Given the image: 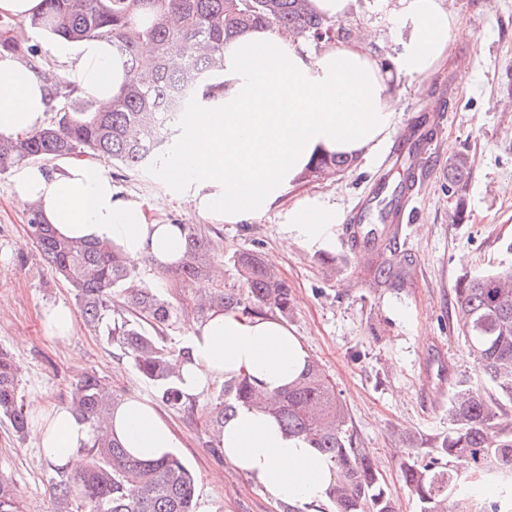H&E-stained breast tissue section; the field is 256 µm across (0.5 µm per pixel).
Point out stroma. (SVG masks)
Wrapping results in <instances>:
<instances>
[{
  "instance_id": "obj_1",
  "label": "stroma",
  "mask_w": 512,
  "mask_h": 512,
  "mask_svg": "<svg viewBox=\"0 0 512 512\" xmlns=\"http://www.w3.org/2000/svg\"><path fill=\"white\" fill-rule=\"evenodd\" d=\"M443 2L469 19L468 29L450 40L452 57L471 64L469 82H462L449 65L427 80L393 75L395 126L379 151L332 175L302 180L264 215L238 224L195 216L187 199L177 197L160 172L107 167L114 184L142 200L154 217L168 224L194 223L205 231L217 248L216 266L223 271L216 287H241L231 261L240 251H260L277 268L292 294L287 323L330 376L348 408L355 444L377 467L398 512H418L401 476L403 447L411 442L432 450L450 428L447 398L454 384L462 378L476 386L483 383L456 325L455 287L466 273L512 263V196L501 191L512 184V0ZM396 6L397 0H354L339 21L352 35L371 30V52L386 67L392 66L397 48L390 22ZM440 104L446 117L436 153L411 202L409 225L394 246L411 257L402 286L381 288L374 281L375 269L389 258L390 249L352 251L337 227L318 244L301 241L282 249L285 214L292 204L320 194L351 213L385 174L386 163L395 162L392 149L407 122ZM460 151L469 154L472 165L461 212L448 191L447 174L449 156ZM11 179V174H0V349L12 353L19 365L22 401L36 396L66 403L73 384L88 372L120 393L158 399L157 387L84 319H77L69 341L44 335L42 308L58 301L71 304L75 297L28 237L24 206L10 195ZM136 272L173 308L163 345H188L199 320L190 286L145 263ZM437 348L447 357L443 398L429 407L423 378ZM221 388V382H214L194 399L190 415L163 407L182 443L177 454L194 473L197 495L209 501L212 512H281L280 502L268 499L229 463L209 453L206 413ZM0 471L22 493L24 512H52L50 464L39 457L32 438H18L5 422L0 423Z\"/></svg>"
}]
</instances>
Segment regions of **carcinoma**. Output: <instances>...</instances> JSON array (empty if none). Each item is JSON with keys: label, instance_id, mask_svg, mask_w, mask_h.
I'll use <instances>...</instances> for the list:
<instances>
[{"label": "carcinoma", "instance_id": "carcinoma-1", "mask_svg": "<svg viewBox=\"0 0 512 512\" xmlns=\"http://www.w3.org/2000/svg\"><path fill=\"white\" fill-rule=\"evenodd\" d=\"M20 24L0 19V52L35 63L36 46L21 37ZM28 27L75 43L109 37L124 59L129 80L104 105L74 96L54 79L49 91L47 125L25 135L0 134V174L24 162L62 156L96 157L135 170L161 165L173 157V137L201 100L221 91L224 42L253 27L278 34L335 36L336 24L319 15L309 0H43V9ZM151 54L140 52L142 44ZM348 159L326 156L308 171L311 176L341 168ZM448 190L463 209L471 174L468 154L448 158ZM28 231L37 248L72 288L84 321L104 328L107 340L130 358L140 375L161 390L166 405L193 409L178 387L177 362L190 358L185 347L171 351L161 344L172 318L169 302L155 289L136 282L134 266L106 242L65 240L42 222L37 208L26 205ZM187 251L176 275L198 287L197 313L206 319L216 308L247 314L269 311L288 317L290 289L257 251L233 256L244 289L211 287L208 269L217 258L213 241L195 224L182 225ZM125 292L135 319L115 318L112 291ZM456 322L469 354L482 369L490 389L461 380L448 400L451 430L435 451L407 449L404 484L419 512H445L448 497H472L484 484L503 488L490 512L512 507V265L464 276L455 288ZM19 369L0 351V421L17 436L25 435L27 415L19 396ZM122 396L93 373L82 375L67 407L90 429L83 448L86 464L78 472L53 466L50 491L54 512H195L194 477L175 454L161 460L130 455L110 430L112 410ZM241 406L275 414L288 434L304 439L328 456L337 468L329 492L334 512H396L369 458L353 445L347 412L335 386L314 360L287 389L269 395L239 376L224 383L220 401L210 410V451L224 457V424ZM0 512H23L21 495L0 472Z\"/></svg>", "mask_w": 512, "mask_h": 512}]
</instances>
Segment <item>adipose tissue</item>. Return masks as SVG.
Segmentation results:
<instances>
[{"instance_id": "adipose-tissue-1", "label": "adipose tissue", "mask_w": 512, "mask_h": 512, "mask_svg": "<svg viewBox=\"0 0 512 512\" xmlns=\"http://www.w3.org/2000/svg\"><path fill=\"white\" fill-rule=\"evenodd\" d=\"M394 71L369 53V32L354 40L308 52L297 40L266 29L244 31L224 45V88L202 102L184 126L175 157L163 176L187 196L191 211L227 224L263 215L296 186L319 156L375 152L395 125L392 73L427 79L448 59L451 32L464 15L443 0H398ZM65 76L85 97L105 101L129 79L109 39L85 41L67 58ZM46 73L0 54V133L27 134L44 126ZM11 191L35 204L62 238L109 241L133 264L166 270L180 262L186 240L178 225L161 224L140 201L117 188L101 161L60 158L53 167L23 163ZM285 243H312L342 220L336 203L308 197L289 208ZM192 360L180 367L184 398L212 382L241 375L268 392L288 387L304 371L308 353L294 331L273 313L247 315L215 309L190 332ZM31 434L48 463L75 472L89 429L67 406L29 404ZM114 437L133 456L159 459L179 441L151 400L133 393L112 413ZM224 458L268 498L314 512L336 479L329 458L288 435L271 414L243 408L224 426Z\"/></svg>"}]
</instances>
